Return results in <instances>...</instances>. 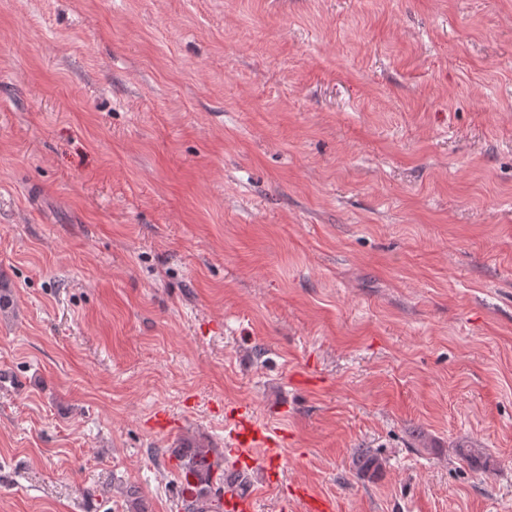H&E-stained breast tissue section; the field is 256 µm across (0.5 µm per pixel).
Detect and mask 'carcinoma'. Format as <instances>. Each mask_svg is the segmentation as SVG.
Listing matches in <instances>:
<instances>
[{
	"label": "carcinoma",
	"mask_w": 512,
	"mask_h": 512,
	"mask_svg": "<svg viewBox=\"0 0 512 512\" xmlns=\"http://www.w3.org/2000/svg\"><path fill=\"white\" fill-rule=\"evenodd\" d=\"M179 461L176 495L184 512H220L216 497L227 488L224 459L212 448L202 445H182L172 449ZM359 473L374 474L382 463L367 449L355 453Z\"/></svg>",
	"instance_id": "obj_1"
}]
</instances>
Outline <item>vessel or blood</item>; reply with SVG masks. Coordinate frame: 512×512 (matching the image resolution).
Listing matches in <instances>:
<instances>
[{"label": "vessel or blood", "instance_id": "b4317fda", "mask_svg": "<svg viewBox=\"0 0 512 512\" xmlns=\"http://www.w3.org/2000/svg\"><path fill=\"white\" fill-rule=\"evenodd\" d=\"M228 438V453L235 457L238 468L261 467L268 483H279L281 458L277 451V440L272 433L257 424L249 408L237 407ZM223 506L224 512H256V502L252 495L231 489L224 493Z\"/></svg>", "mask_w": 512, "mask_h": 512}]
</instances>
